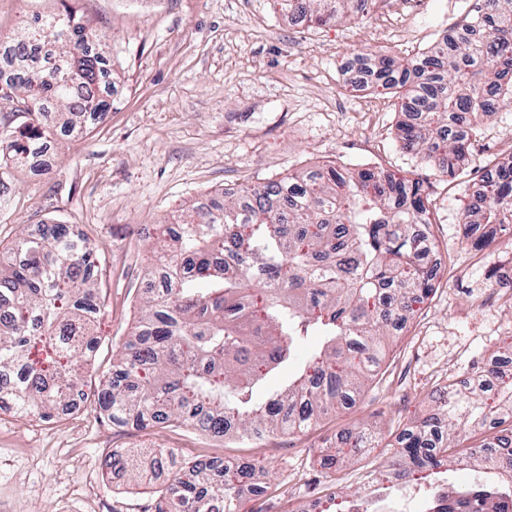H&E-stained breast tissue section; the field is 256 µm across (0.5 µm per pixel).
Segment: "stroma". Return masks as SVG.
<instances>
[{"mask_svg":"<svg viewBox=\"0 0 512 512\" xmlns=\"http://www.w3.org/2000/svg\"><path fill=\"white\" fill-rule=\"evenodd\" d=\"M473 5L382 0L369 13L302 29L273 0H75L111 49L112 107L103 121L56 133L46 155L50 174L0 163V241L55 221L76 225L98 249L101 342L85 372L86 393L111 371L131 330L158 225L226 186L315 164L404 175L429 198L442 267L356 406L295 435L241 445L190 428L118 426L91 398L50 420L0 410V512H155L153 487L105 476L113 450L136 446L170 448L186 460L252 461L255 483L239 490L247 512H306L313 498L366 492L371 470L394 464L399 432L436 412L441 388L496 358L500 339L512 333V303L490 288L491 258L466 245L461 216L480 170L501 164L502 145L512 146V106L482 120L462 172L450 178L403 150L398 128L407 115L395 99L367 113L369 88L347 70L368 52L419 55ZM62 9V0H0V43ZM358 421L380 432L383 447L321 469L320 450L335 448Z\"/></svg>","mask_w":512,"mask_h":512,"instance_id":"stroma-1","label":"stroma"}]
</instances>
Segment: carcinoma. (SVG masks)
I'll list each match as a JSON object with an SVG mask.
<instances>
[{"label": "carcinoma", "instance_id": "obj_1", "mask_svg": "<svg viewBox=\"0 0 512 512\" xmlns=\"http://www.w3.org/2000/svg\"><path fill=\"white\" fill-rule=\"evenodd\" d=\"M282 10L321 23L355 13L365 0H277ZM68 9L10 41L12 75L28 122L12 139L18 162L36 160L57 129L102 118V85L117 74L112 59ZM375 88L411 100L422 117L399 129L401 145L453 177L482 117L512 93V0H476L473 15L421 56L359 60ZM485 206L468 208L469 226L512 232V166L487 181ZM422 186L373 168L334 166L290 173L216 200L210 210L183 209L162 225L152 246L148 295L136 310L117 365L100 381L96 404L106 417L142 429L186 426L212 437L259 438L300 433L341 408H352L385 357L391 330L403 326L433 291L434 243L416 229L428 213ZM102 264L96 249L55 222L27 227L0 246V397L41 420L87 399L82 376L98 345L94 334ZM320 343L297 377L257 401L256 385L292 358L301 340ZM484 370L444 388L439 412L398 438L404 467L389 482L427 480L443 460L480 466L485 475L460 487L430 482L424 512H512V439L455 443L462 420L483 415L472 395ZM379 441L356 425L322 458L331 468ZM106 468L132 477L167 472L156 512H242L238 488L252 482L245 461L185 462L164 448L113 452Z\"/></svg>", "mask_w": 512, "mask_h": 512}]
</instances>
